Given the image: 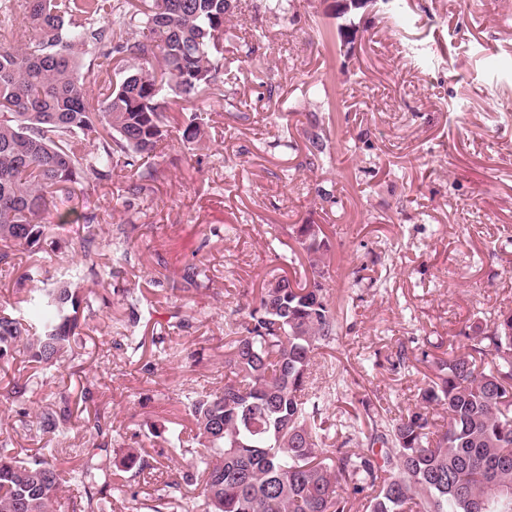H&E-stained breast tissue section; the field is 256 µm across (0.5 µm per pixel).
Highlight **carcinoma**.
I'll use <instances>...</instances> for the list:
<instances>
[{"label": "carcinoma", "mask_w": 512, "mask_h": 512, "mask_svg": "<svg viewBox=\"0 0 512 512\" xmlns=\"http://www.w3.org/2000/svg\"><path fill=\"white\" fill-rule=\"evenodd\" d=\"M10 0H0V265L17 251L36 253L52 224H78L82 264L97 279L112 269L96 261L97 215L60 211L56 196L93 190L118 164L153 177L141 161L169 136L171 104L211 88L224 70L228 0H149L139 31L125 0H25L37 37L15 41ZM136 67L111 73L112 60ZM89 61L106 75L93 100L79 72ZM202 114H190L181 141L205 138ZM294 233L311 276H280L260 289L224 343V386L182 395L191 417L195 472L173 478L144 500L109 482L108 442L78 449L83 463L62 474L46 456L24 460L0 440V512H105L128 498L134 512H172L183 485L208 512H512V310L476 324L441 354L400 346L391 370L432 364L435 378L417 403L382 418L361 401L370 427L350 425L335 448L323 447L320 412L328 394L309 392L310 369L336 339L338 316L329 274L330 244L318 224ZM196 263L180 288L204 286ZM87 298L72 278L33 299L27 314L0 312V363L22 354L44 370L61 363L86 325ZM28 384H8L0 399L24 402ZM61 396L39 413L46 432L71 419ZM131 478L148 463L128 448Z\"/></svg>", "instance_id": "obj_1"}]
</instances>
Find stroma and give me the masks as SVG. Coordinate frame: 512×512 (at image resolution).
I'll return each instance as SVG.
<instances>
[{
  "instance_id": "obj_1",
  "label": "stroma",
  "mask_w": 512,
  "mask_h": 512,
  "mask_svg": "<svg viewBox=\"0 0 512 512\" xmlns=\"http://www.w3.org/2000/svg\"><path fill=\"white\" fill-rule=\"evenodd\" d=\"M268 3L232 2L224 67L239 79L189 107L209 117L203 150L165 142L135 197L123 166L76 191L71 204L97 214L99 260L117 275L104 287L78 280L91 314L52 376L21 357L0 366V387L28 378L35 389L26 417L0 405V439L20 457L54 448L59 468L80 467L74 449L101 423L111 457L137 448L157 468L139 493L188 470L193 434L177 398L223 386L234 312L304 261L293 233L301 224L325 225L331 247L339 328L316 381L332 393L323 407L331 433L361 413L359 398L414 405L421 374L386 362L400 346L446 347L512 309V0H383L354 16L350 44L326 0H288L278 14ZM315 136L325 150L313 162ZM120 224L132 232L117 262ZM78 234L50 226L37 256L0 266V310L25 311L31 265L50 284L79 264ZM194 260L205 288L177 290ZM128 289L143 311L135 325L122 304ZM52 392L74 401L64 437L37 419Z\"/></svg>"
}]
</instances>
